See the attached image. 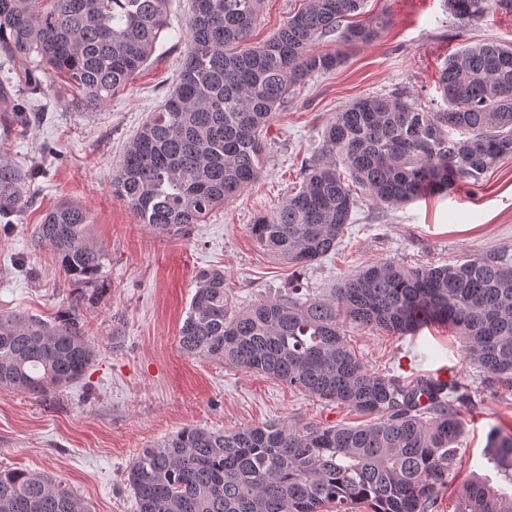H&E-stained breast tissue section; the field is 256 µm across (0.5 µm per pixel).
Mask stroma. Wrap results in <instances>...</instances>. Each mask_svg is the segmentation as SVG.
Here are the masks:
<instances>
[{
    "label": "stroma",
    "instance_id": "1",
    "mask_svg": "<svg viewBox=\"0 0 512 512\" xmlns=\"http://www.w3.org/2000/svg\"><path fill=\"white\" fill-rule=\"evenodd\" d=\"M389 24L373 43L343 52L337 69L309 78L275 112L266 132L259 180L208 214L190 236L172 237L140 223L111 191L112 169L150 112L172 90L187 51L190 0H169L168 26L148 65L103 107L84 111L60 79L25 78L35 64L0 59V83L15 91L24 112L0 111V164L18 172L20 207L0 217V311L19 310L50 321L77 308L97 357L86 374L40 396L0 387V467L52 475L69 484L92 512H138L125 473L139 449L189 426L212 430L304 420L359 425L348 408L325 403L247 370L184 355L179 328L195 292L198 270L223 269L236 308L276 297L298 284L323 297L360 267L392 261L409 267L460 264L476 257L512 262V156L481 185H462L398 206L376 204L354 188L356 205L336 251L296 268L260 249L247 226L300 183L304 165L322 158L323 129L356 99L407 91L423 108L440 110L439 72L463 47L493 40L512 45V11L489 10L463 23L442 0H364L363 18ZM64 202L85 208L91 234L107 258L97 282L75 283L52 251L36 242L43 215ZM356 355L374 373L412 378L438 362L470 390L461 406L464 429L458 465L432 512H454L474 476L501 479L484 457L492 429L512 432V391L492 386L466 360L454 329L424 326L417 336L343 326Z\"/></svg>",
    "mask_w": 512,
    "mask_h": 512
}]
</instances>
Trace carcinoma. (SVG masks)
I'll list each match as a JSON object with an SVG mask.
<instances>
[{"mask_svg":"<svg viewBox=\"0 0 512 512\" xmlns=\"http://www.w3.org/2000/svg\"><path fill=\"white\" fill-rule=\"evenodd\" d=\"M169 0H0V55L35 57L65 79L76 100L98 108L152 57L167 28ZM364 0H306L276 32L249 44L265 0H193L189 48L165 102L126 146L112 194L138 220L174 237L254 183L264 132L276 110L313 74L340 66L314 46L377 40L387 21H356ZM456 19L482 18L512 0H443ZM445 108L415 106L402 92L345 105L326 126L324 159L299 188L259 214L248 233L293 266L336 249L355 199L346 180L376 203L399 206L460 184L475 186L512 155V47L467 46L444 63ZM459 130L463 137H451ZM343 165L348 178L341 177ZM15 173L0 167V214L21 202ZM84 208L48 211L37 237L70 280L89 283L106 253ZM179 330L182 352L253 371L369 417L358 426L270 422L227 431L186 427L143 448L126 472L139 512H431L448 487L462 430L457 380L377 375L351 351L342 324L406 335L437 321L452 326L465 357L512 388V266L494 257L412 268L390 261L344 277L326 298L296 289L238 310L224 270L195 275ZM96 357L79 313L54 322L0 312V386L37 395L80 379ZM427 403H422V398ZM488 461L512 486V432L488 435ZM0 512H91L64 481L0 469ZM456 512H512V492L468 482Z\"/></svg>","mask_w":512,"mask_h":512,"instance_id":"carcinoma-1","label":"carcinoma"}]
</instances>
